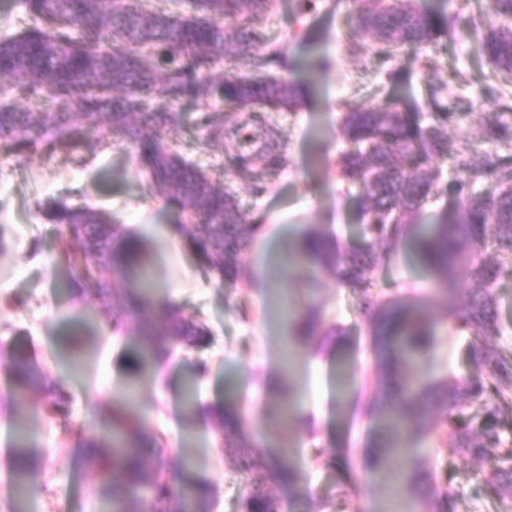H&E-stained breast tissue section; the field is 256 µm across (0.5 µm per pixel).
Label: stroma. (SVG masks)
<instances>
[{"instance_id":"35a3bbf8","label":"stroma","mask_w":512,"mask_h":512,"mask_svg":"<svg viewBox=\"0 0 512 512\" xmlns=\"http://www.w3.org/2000/svg\"><path fill=\"white\" fill-rule=\"evenodd\" d=\"M365 6V0H273L259 20V28L273 33L284 52L286 64L276 67V74L300 95L295 111L272 115L287 136V163L265 194L254 195L236 176L222 145L200 148L206 128L190 104L182 106L184 126L166 132L171 148L239 197L246 220L282 211L286 223L304 230L316 227L343 247H359L357 204L345 193L337 169L347 147L341 105L377 106L400 96L409 111H425L429 95L422 71L428 64L447 82L449 98L474 104L461 123L449 126L450 139L471 141L480 158L499 152V145L484 141L482 131L491 120L511 124L512 112L485 98L484 89L493 82L485 60L469 43L442 37L419 53L405 52L384 63L373 53L350 54V24ZM389 70L396 71L395 82L387 81ZM79 143L86 158L82 164L72 162L66 148L48 160L18 155L0 162V228L7 243L0 251V344L35 357L51 376L64 378L70 397L66 415L29 422V439L45 454L31 497L33 512H106L99 480L76 451L75 431L93 417H105L113 395L129 387L136 391L145 428L163 432L173 457L189 456L187 475L212 487L210 512H242L252 489L239 467L244 449L221 447L211 424L210 408L230 404L246 417L268 463L288 454L300 473L301 481L293 487L266 480L276 512H324L325 502L339 499L346 512H382L393 487L363 462L379 432L378 422L361 411L375 380L370 327L352 312L345 289L305 263L283 270L269 254L268 243L278 232L274 224L263 225L245 250L242 279L218 286L193 256L187 238L173 230L184 218L181 207L162 196H148L136 157L119 136L103 126L85 128ZM47 199L100 207L124 222L138 216L134 229L150 240L161 288L176 306L208 326L209 343L177 349L159 372L145 363L134 332L118 336L86 326L97 302L60 290L68 271L55 257L57 229L35 215L37 203ZM311 277L317 280L312 293L306 290ZM374 277L390 291L421 297L428 316L436 320L449 305L464 307L473 288L462 276L455 295H447L407 246ZM283 297L298 312L316 305L324 326L340 327L338 335L303 345L301 357L287 372L281 362L292 330L279 316ZM468 343V336L443 326L436 344L437 372L472 375ZM201 361L208 371L197 382L195 408L189 412L183 405L184 384ZM290 400L304 418L286 430L279 412ZM317 448L324 449L323 459L314 457ZM419 458L438 482L448 485L452 512H512V497L494 503L485 497L493 462L452 458L428 443Z\"/></svg>"}]
</instances>
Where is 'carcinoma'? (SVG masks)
Returning a JSON list of instances; mask_svg holds the SVG:
<instances>
[{"instance_id": "1", "label": "carcinoma", "mask_w": 512, "mask_h": 512, "mask_svg": "<svg viewBox=\"0 0 512 512\" xmlns=\"http://www.w3.org/2000/svg\"><path fill=\"white\" fill-rule=\"evenodd\" d=\"M191 13L173 12L152 0H23L28 23L0 36V146L17 153L48 158L85 125L104 123L133 147L145 172L149 192L179 202L186 220L178 228L207 270L221 283L241 279V256L257 227L243 218L237 198L211 181L200 168L168 146L162 135L183 123L176 104L190 99L208 133L201 146L219 142L226 159L253 193H265L286 164L282 131L266 113L298 107L294 87L268 72L280 62L275 40L251 21L266 14L271 0H186ZM497 18L512 20V0H488ZM242 17L233 30L224 18ZM454 42L470 39L493 72L512 78V26L486 34L470 29L460 14L424 11L412 0H370L355 24L349 51L359 55L370 45L389 58L404 47L418 49L437 37ZM253 55L257 75L229 74L212 79L210 71L224 58ZM154 56L156 65L147 64ZM432 110L425 117L396 105L357 109L343 104V136L349 148L338 159V174L346 184L360 185V210L365 218L366 248L343 249L336 238L317 230L303 235L302 249L288 251V263L307 262L336 277L350 296L353 312L370 324L369 349L378 377L370 409L385 431V439L368 457L369 468L394 475L407 486L425 512H451V492L423 470L413 440L436 434L428 410L438 407L462 416L443 438L439 451L450 457L483 458L497 455L500 466L485 493L499 499L512 495V445L484 422L481 431L463 418V408L477 399L512 405V351L491 341L499 321L490 288L500 267L476 251L487 245L499 257H512V155H488L476 161L471 144L448 141V125L467 115L473 104L453 107L439 98L447 84L433 69L425 73ZM228 107L223 122H210L213 103ZM149 101L155 102L151 108ZM484 136L512 147V125L493 121ZM452 159L458 199L451 215L436 224L416 225L413 217L422 203L442 185V173L431 162ZM477 182L491 187L482 197L465 190ZM38 213L58 225L59 262L71 272L79 293L103 301L100 315L112 330L133 323L142 355L152 365L165 364L179 346H200L206 327L185 317L180 308L162 304L146 254L148 241L126 231L109 213L88 205L47 202ZM412 242L420 264L440 286L462 271L477 285L462 309L451 307L446 318L471 338L469 358L486 378H448L425 372L433 351L437 322L429 319L421 301L376 288L373 270L389 262L398 247ZM112 268V277L102 271ZM294 336L301 342L314 336L318 311L287 309ZM9 405L17 431L29 421L30 395L38 393L36 413L60 415L69 398L63 381L54 379L33 357L11 356ZM212 421L226 448H251L240 464L253 489L247 512H275L263 489L265 462L245 432L237 410L218 407ZM79 453L94 470L100 492L112 512H207L210 486L185 480L182 493L173 490L167 468L169 448L159 433H148L141 418L117 394L107 426L95 422L77 429ZM11 481L15 498L36 483L42 451L19 435L11 451Z\"/></svg>"}]
</instances>
